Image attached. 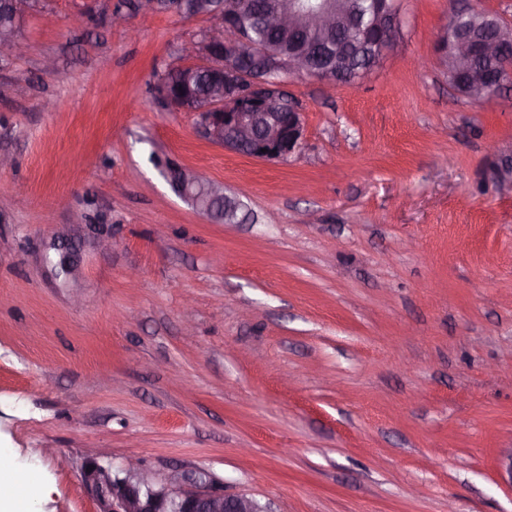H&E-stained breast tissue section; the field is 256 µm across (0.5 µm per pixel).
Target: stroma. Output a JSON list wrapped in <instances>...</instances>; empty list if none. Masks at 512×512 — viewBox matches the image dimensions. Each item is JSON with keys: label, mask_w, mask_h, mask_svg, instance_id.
Returning a JSON list of instances; mask_svg holds the SVG:
<instances>
[{"label": "stroma", "mask_w": 512, "mask_h": 512, "mask_svg": "<svg viewBox=\"0 0 512 512\" xmlns=\"http://www.w3.org/2000/svg\"><path fill=\"white\" fill-rule=\"evenodd\" d=\"M399 8L356 85L288 78L304 139L284 162L151 91L205 19L26 18L0 68L26 88L0 99V458L38 470L36 512H97L92 452L272 512H512V192L489 179L512 87L460 97L436 51L449 0ZM165 161L243 221L194 211ZM165 171L172 189L184 200H188L186 194L190 185L202 182V179L190 169L179 165L169 164Z\"/></svg>", "instance_id": "1"}]
</instances>
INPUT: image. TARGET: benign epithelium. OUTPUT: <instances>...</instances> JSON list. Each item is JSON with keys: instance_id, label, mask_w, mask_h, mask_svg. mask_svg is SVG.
Masks as SVG:
<instances>
[{"instance_id": "benign-epithelium-1", "label": "benign epithelium", "mask_w": 512, "mask_h": 512, "mask_svg": "<svg viewBox=\"0 0 512 512\" xmlns=\"http://www.w3.org/2000/svg\"><path fill=\"white\" fill-rule=\"evenodd\" d=\"M138 12L173 11L197 18L186 0H137ZM211 11L204 14L210 24L182 48L183 62L177 69L190 80L197 72H221L236 91L227 93L225 86L210 87L208 103L197 111L199 127L210 141L224 149L263 161H283L301 146L304 134L303 112L291 102L288 124L272 125L261 135L254 128L260 115L269 116L284 105V82L277 77L282 72L314 77L330 87L338 85L336 72L312 68L305 53L273 57L267 49L245 37L240 27L227 21L239 13L234 0H214ZM374 24L381 34L380 54L391 51L400 36L399 12L392 0H376ZM268 25L293 30L299 20L293 10H280L266 18ZM357 15L342 0L340 8L328 9L306 17L305 24L316 30L352 27ZM457 69L470 71L480 57L498 56L503 47L499 38L474 40L460 35L452 43ZM0 52L18 58L24 45L12 34L0 35ZM174 192L187 198V191L202 179L190 169L171 164L165 168ZM81 480L96 500L99 512H269L267 506L244 494H227L222 484L204 473L184 472L170 482L157 481L142 465L130 462L120 470L101 464L96 455L87 456L81 466Z\"/></svg>"}]
</instances>
